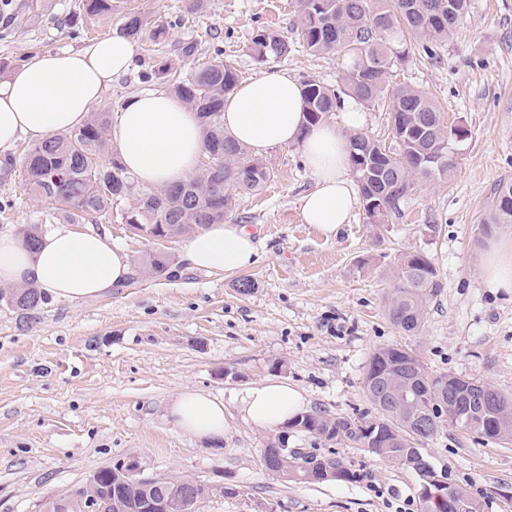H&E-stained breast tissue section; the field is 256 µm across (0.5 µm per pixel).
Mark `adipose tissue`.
<instances>
[{
    "mask_svg": "<svg viewBox=\"0 0 512 512\" xmlns=\"http://www.w3.org/2000/svg\"><path fill=\"white\" fill-rule=\"evenodd\" d=\"M135 42L120 33L79 50L45 51L0 78V151L22 137L41 141L81 128L114 76L126 71ZM341 124L306 126L302 86L286 72L269 70L242 83L224 104V132L260 155L278 145H299L314 180L302 199L304 223L333 235L348 223L357 197L348 177V134L362 128L366 115L350 98L341 102ZM112 137L129 173L148 188L184 181L205 150L194 110L176 97L152 91L125 104ZM189 267L236 272L256 260L251 233L243 224H210L192 231L181 246ZM129 256L107 236L59 225L36 246L23 236L0 233V285L42 288L55 298H96L130 275ZM303 395L285 383L260 381L240 398L244 418L260 428L285 425L300 414ZM168 415L176 429L202 440L220 442L227 420L224 404L195 389L183 390Z\"/></svg>",
    "mask_w": 512,
    "mask_h": 512,
    "instance_id": "adipose-tissue-1",
    "label": "adipose tissue"
}]
</instances>
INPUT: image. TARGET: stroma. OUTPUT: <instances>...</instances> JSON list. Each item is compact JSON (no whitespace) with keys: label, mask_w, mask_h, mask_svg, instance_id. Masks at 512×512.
Returning <instances> with one entry per match:
<instances>
[{"label":"stroma","mask_w":512,"mask_h":512,"mask_svg":"<svg viewBox=\"0 0 512 512\" xmlns=\"http://www.w3.org/2000/svg\"><path fill=\"white\" fill-rule=\"evenodd\" d=\"M186 4L121 0L111 14L91 16L81 0H11L20 17L11 27L0 18V77L34 54L89 45L122 26L130 11L184 23L160 43L136 40L133 64L95 106L116 117L132 95L163 89L158 78L140 82V72L164 61L188 72L219 49L244 81L274 68L335 87L347 67L341 54L313 55L299 45L284 59H254L249 46L258 29L296 40L291 0H204L194 13ZM186 39L198 42L191 62L178 57ZM389 83L424 91L447 122L470 131L451 178L420 185L389 223H367L360 204L333 236L304 223L301 199L313 178L299 146H276L261 157L271 180L238 195L224 218L246 225L255 239L257 260L244 271L183 266L174 279L142 274L97 298L49 299L25 327L0 302V512H40L45 500L67 497L128 457L146 477L210 487L200 512H420L411 468L295 428L287 432L289 447L342 458L356 478L316 484L273 477L261 457L277 430L248 424L237 410L247 388L273 378L300 391L307 412L374 417L363 377L372 352L386 345L415 350L430 372L473 377L512 397V294L486 288L482 277L490 250L512 247V224L488 235L481 224L496 185L512 182V0H469L448 42L430 55L415 49ZM30 145L19 139L10 164L0 167V231L65 221L23 189ZM80 228L107 235L134 261L156 248L180 253V238L159 243L107 218ZM413 251L432 259L439 286L420 330L406 333L388 319L386 302L395 267ZM246 277L254 286L243 293L238 285ZM187 388L223 400L220 442L174 428L168 409ZM420 452L480 512H512V442L449 426Z\"/></svg>","instance_id":"obj_1"}]
</instances>
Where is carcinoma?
I'll use <instances>...</instances> for the list:
<instances>
[{
    "instance_id": "1",
    "label": "carcinoma",
    "mask_w": 512,
    "mask_h": 512,
    "mask_svg": "<svg viewBox=\"0 0 512 512\" xmlns=\"http://www.w3.org/2000/svg\"><path fill=\"white\" fill-rule=\"evenodd\" d=\"M83 7L89 14H108L114 9V0H85ZM293 7L299 17V43L306 51L337 52L350 60L337 89L313 80L302 82L309 121L326 120L343 95L366 109L390 104L392 132L400 133L399 141L391 144V154L383 153L385 143L363 134L355 133L350 139L351 168L360 196L367 202L376 201L377 213L366 215V223L386 224L391 214L398 212L399 202L419 183L451 177L455 161L448 154V143L457 145L470 135L463 125L448 126L443 112L423 91L390 88L392 69L409 57L400 35L406 32L423 50H433L448 41L467 13L468 0H294ZM123 32L134 39L147 34L155 42L168 35L164 25L147 29L146 20L134 12L126 14ZM249 50L257 61L264 62L288 56L293 42L278 32L260 29ZM157 72L168 89L197 112L206 138L204 157L211 164L200 163L195 175L184 182L142 192L135 209L114 214V204L132 192L133 182L118 158L102 163L109 152L112 118L109 112H92L82 128L51 136L28 149L23 167L29 196L53 205L72 222L114 214L153 240L222 223L232 208L230 190L250 193L262 189L271 178L269 168L224 133V101L239 85L236 68L216 56L188 75L168 63L160 65ZM495 224H512L511 181L498 186L484 221L485 233ZM141 270L171 278L176 264L169 252L159 249L146 256ZM394 278L387 316L395 327L417 332L428 295L438 287L437 270L427 254L416 252L399 260ZM48 298L44 290L32 285L0 290V299L23 326L37 319ZM363 388L377 416L368 419L313 412L297 417L291 426L328 441L360 445L386 462L414 469L421 457L418 445L447 425L459 426L448 417H430L431 406L444 398L457 412L471 405L484 407V415L468 430L494 442H512L511 398L471 378L431 374L406 347L377 348L369 358ZM279 443L278 438L269 441L262 459L265 469L278 472L282 481L324 483L355 478L338 458L318 462L307 473L295 457L280 451ZM423 483L427 489L420 500L421 512H448V495L465 497L459 488L426 479ZM152 487L151 480L132 487L112 503V512H133V505L144 506ZM85 492L112 495V475L100 476L85 486Z\"/></svg>"
}]
</instances>
